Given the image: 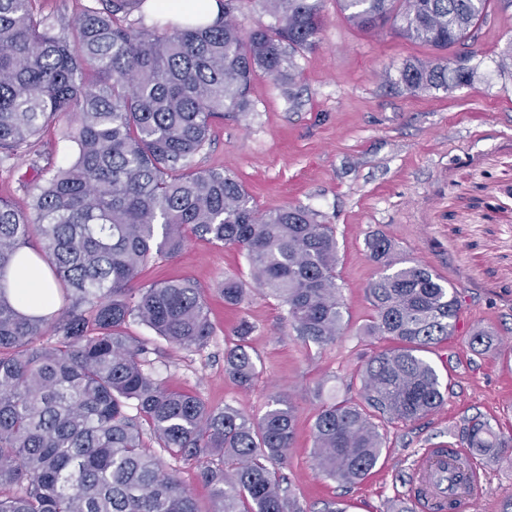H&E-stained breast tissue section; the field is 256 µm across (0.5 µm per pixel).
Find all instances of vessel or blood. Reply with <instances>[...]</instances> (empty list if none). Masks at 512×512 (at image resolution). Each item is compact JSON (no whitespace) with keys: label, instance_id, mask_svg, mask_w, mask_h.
Wrapping results in <instances>:
<instances>
[{"label":"vessel or blood","instance_id":"vessel-or-blood-1","mask_svg":"<svg viewBox=\"0 0 512 512\" xmlns=\"http://www.w3.org/2000/svg\"><path fill=\"white\" fill-rule=\"evenodd\" d=\"M464 455L461 448L452 453L444 448H430L420 456L414 467L412 484L422 487L423 493L409 497V504L415 512H446L449 496L465 501L480 494L482 482L479 472H472L464 484L451 481Z\"/></svg>","mask_w":512,"mask_h":512}]
</instances>
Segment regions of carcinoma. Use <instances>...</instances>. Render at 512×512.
<instances>
[{"instance_id":"cac0c4a2","label":"carcinoma","mask_w":512,"mask_h":512,"mask_svg":"<svg viewBox=\"0 0 512 512\" xmlns=\"http://www.w3.org/2000/svg\"><path fill=\"white\" fill-rule=\"evenodd\" d=\"M36 0H0V162L37 153L67 121L73 159L49 170L23 210L0 199V512H199L189 490L146 447L143 425L170 456L210 486V512H303L282 468L295 411L281 394L253 418L170 389L147 369L141 323L187 351L214 333L202 290L179 279L136 285L155 255L181 252L189 235L245 255L257 285L288 307L298 340L320 347L343 326L332 225L305 207L262 211L243 184L195 157L224 113L252 110V81L293 83L317 43L321 0H260L273 22L248 33L233 11L205 24L131 23L144 0H94L79 15L43 16ZM362 31L384 26L448 60L411 61L397 83L412 93L471 82L475 46L494 19L491 0H336ZM385 271L368 285L369 333L391 346L360 372L361 402L331 400L313 428L318 474L351 485L379 461L384 427L416 423L445 400L427 353L454 335L457 291L416 263L395 268L392 243L368 240ZM31 249L63 291L49 315L23 311L11 270ZM224 302L246 292L227 278ZM253 325L224 351L226 374L251 385ZM473 454H512V438L480 415L464 420Z\"/></svg>"}]
</instances>
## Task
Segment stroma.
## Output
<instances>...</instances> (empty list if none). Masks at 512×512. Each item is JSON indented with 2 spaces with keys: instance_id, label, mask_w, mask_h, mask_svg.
<instances>
[{
  "instance_id": "obj_1",
  "label": "stroma",
  "mask_w": 512,
  "mask_h": 512,
  "mask_svg": "<svg viewBox=\"0 0 512 512\" xmlns=\"http://www.w3.org/2000/svg\"><path fill=\"white\" fill-rule=\"evenodd\" d=\"M325 25L316 47L299 57L294 88L268 76L250 89L252 112L225 115L195 163L238 178L261 210L297 205L336 229L344 326L335 343L303 344L287 310L254 282L244 255L190 236L173 258L145 266L142 284L185 279L203 288L214 334L202 349L170 345L133 323L148 340L151 370L174 390L211 404L261 416L273 394L285 395L297 417L286 473L306 512L341 499L347 512H389L411 490L413 463L426 449L461 447L465 418L479 414L512 434V75L498 68L512 48V8L486 30L469 85L413 95L397 86L406 62L433 58L428 47L387 28L347 23L336 0H323ZM41 180L31 158L0 166V197L25 206ZM386 235L396 261L426 265L456 288L457 331L429 358L450 386L444 404L414 424L384 430L386 446L371 473L347 487L319 476L311 439L317 411L329 396L359 400V371L388 342L366 333L373 316L368 284L381 273L368 238ZM247 295L225 304V278ZM254 324L249 345L258 374L249 388L224 372V350L240 319ZM493 331L495 349L471 348L473 331ZM483 492L464 512H498L512 497V459L482 460Z\"/></svg>"
}]
</instances>
